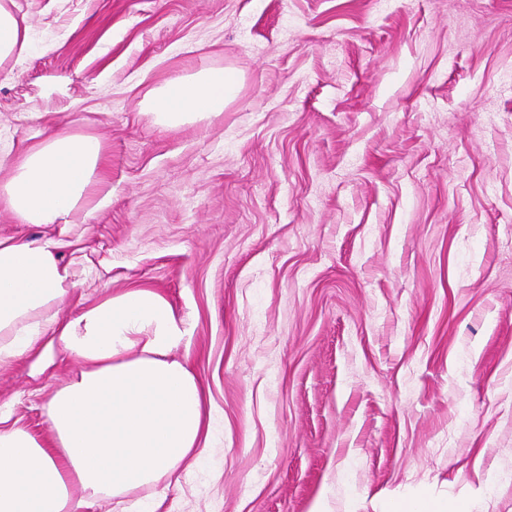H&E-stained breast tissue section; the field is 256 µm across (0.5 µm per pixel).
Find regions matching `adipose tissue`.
I'll use <instances>...</instances> for the list:
<instances>
[{
    "label": "adipose tissue",
    "mask_w": 512,
    "mask_h": 512,
    "mask_svg": "<svg viewBox=\"0 0 512 512\" xmlns=\"http://www.w3.org/2000/svg\"><path fill=\"white\" fill-rule=\"evenodd\" d=\"M15 0H0V63L23 56L27 28ZM237 89L221 68L169 79L148 104L166 128L220 114ZM101 141L59 130L16 159L0 207L21 224H69L100 180ZM77 282L55 239H0V362L58 349L78 371L51 397L52 435L0 429V512H71L73 486L121 497L171 488L207 439L204 388L187 359L174 306L150 288L107 294L78 316L59 312Z\"/></svg>",
    "instance_id": "ef3b65f1"
}]
</instances>
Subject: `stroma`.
<instances>
[{
  "label": "stroma",
  "mask_w": 512,
  "mask_h": 512,
  "mask_svg": "<svg viewBox=\"0 0 512 512\" xmlns=\"http://www.w3.org/2000/svg\"><path fill=\"white\" fill-rule=\"evenodd\" d=\"M0 153L100 139L105 181L52 237L63 315L153 288L187 322L213 433L164 512H512V0H16ZM234 72L174 129L168 79ZM77 365L0 364L35 436ZM237 82L224 68H202L166 81L152 92L148 104L161 126L176 128L223 112Z\"/></svg>",
  "instance_id": "1"
}]
</instances>
